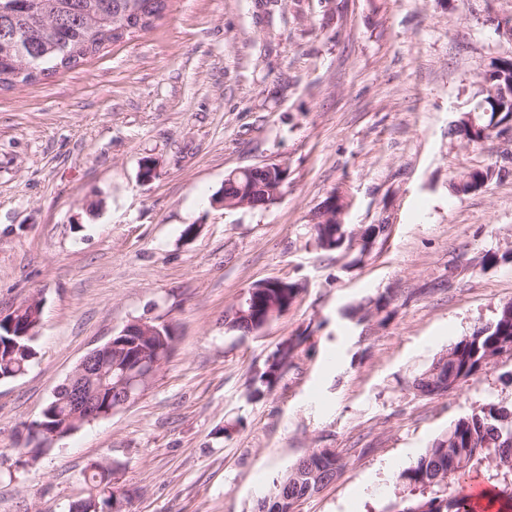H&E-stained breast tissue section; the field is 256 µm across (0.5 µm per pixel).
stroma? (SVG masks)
<instances>
[{
	"instance_id": "35a3bbf8",
	"label": "stroma",
	"mask_w": 512,
	"mask_h": 512,
	"mask_svg": "<svg viewBox=\"0 0 512 512\" xmlns=\"http://www.w3.org/2000/svg\"><path fill=\"white\" fill-rule=\"evenodd\" d=\"M500 16L512 0H171L155 28L0 87V314L42 306L34 360L0 381V512H67L102 459L129 512H250L321 448L345 467L298 512H388L399 472L454 421L511 401L508 353L449 395L412 385L512 302V141L450 133L512 59ZM267 163L288 168L275 204H212L230 172ZM487 167L506 175L452 193ZM336 189L344 223L387 227L368 256L315 246ZM269 278L303 283L288 314L228 330ZM381 295L386 318L348 317ZM140 319L176 336L150 388L20 464L25 423ZM287 340L288 369L250 399ZM278 354L279 351H276L271 356H269L265 361L261 371L256 373V376L253 380L254 389L252 392L255 398H258L261 395H263L264 391L270 390L278 381L279 376H276V372L281 366L276 362ZM272 358L274 360L272 363H270V360Z\"/></svg>"
}]
</instances>
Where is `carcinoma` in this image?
I'll use <instances>...</instances> for the list:
<instances>
[{
	"label": "carcinoma",
	"mask_w": 512,
	"mask_h": 512,
	"mask_svg": "<svg viewBox=\"0 0 512 512\" xmlns=\"http://www.w3.org/2000/svg\"><path fill=\"white\" fill-rule=\"evenodd\" d=\"M165 8V0H0V27L16 29L23 39L14 43L0 39V85L11 84V74L21 55L27 63L48 76L60 69H70L80 61L98 53L119 36L112 34L114 18L121 14L139 20L142 15H157ZM469 180L452 183L457 195H467L485 183L489 177H499L491 169L468 173ZM272 172L257 167L249 175H238L224 182V195L240 190L250 191L252 208H265L266 194L260 186L270 184ZM494 329L481 326L460 339L452 348L454 360L448 362V387L459 385L485 367V355L500 346L512 343V317L503 319L498 312ZM6 328L0 329V380H7L30 366L34 356V337L25 336L18 345L9 344ZM265 361L253 380V396L258 398L278 381L280 364ZM413 387L424 396L439 394V381L423 372L413 380ZM29 427H43L49 432L60 431L68 436L80 429L71 422L66 404L51 398L41 416ZM345 467L336 452L314 451L286 470L273 485L270 499L286 503L280 512L319 491L318 481ZM482 471L488 492L504 512H512V403L489 402L468 416L459 418L445 435L436 439L409 467L397 476V485L404 495L393 504V512H476L479 504L464 493L471 473ZM114 468L111 464L90 463L84 473L89 488L86 497L77 501L80 512H112V499L117 489L112 487Z\"/></svg>",
	"instance_id": "cac0c4a2"
}]
</instances>
